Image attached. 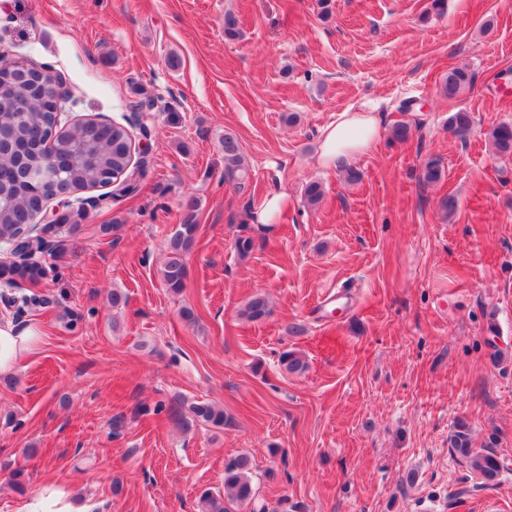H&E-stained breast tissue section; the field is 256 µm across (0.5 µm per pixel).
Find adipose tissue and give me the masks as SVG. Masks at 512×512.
<instances>
[{"mask_svg":"<svg viewBox=\"0 0 512 512\" xmlns=\"http://www.w3.org/2000/svg\"><path fill=\"white\" fill-rule=\"evenodd\" d=\"M384 132L380 113L366 105L338 114L321 134L319 160L328 168H339L367 153ZM44 333L37 324L19 327L0 322V374L14 372L19 359L37 349Z\"/></svg>","mask_w":512,"mask_h":512,"instance_id":"1","label":"adipose tissue"}]
</instances>
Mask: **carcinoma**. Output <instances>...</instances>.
<instances>
[{
    "label": "carcinoma",
    "instance_id": "obj_1",
    "mask_svg": "<svg viewBox=\"0 0 512 512\" xmlns=\"http://www.w3.org/2000/svg\"><path fill=\"white\" fill-rule=\"evenodd\" d=\"M10 62L0 61V236L22 239L29 252L28 260L9 262L7 276L0 280L7 287L21 282L35 283L45 276L39 255L42 242L33 240L31 224L40 207L55 193L80 192L93 189L112 175L126 173L130 161L131 138L127 126L96 124L87 121L80 126L49 136L53 117L51 106L32 95L29 81L8 71ZM473 74L465 67L448 69L443 92L453 99L473 85ZM448 125L460 135L473 126L470 112L459 109L448 118ZM488 140L499 155L512 154V123H500L487 133ZM224 181L234 188H245L249 168L240 142L231 134L224 135ZM47 170V181L40 185L29 182L32 170ZM186 215L177 225L167 243L168 256L160 269L163 284L173 293L184 288L187 276L186 256L192 248L199 225L195 223L196 199L188 196L183 202ZM38 307L51 300L33 293L20 298H7L5 304ZM270 315L269 303L261 295L253 296L239 310L238 316L248 322H260ZM280 365L290 374L307 369L305 358L296 351L279 357ZM187 415L196 424L224 428L229 418L224 407L216 402L198 401L190 404ZM448 447L478 472L483 485L497 481L501 463L497 455L472 446L468 423L459 419L448 436ZM252 459L239 454L224 463V490L205 491L200 496V512H235V507L255 500L251 480Z\"/></svg>",
    "mask_w": 512,
    "mask_h": 512
}]
</instances>
